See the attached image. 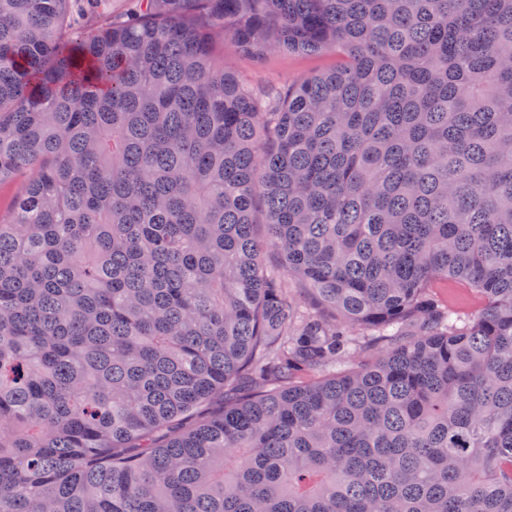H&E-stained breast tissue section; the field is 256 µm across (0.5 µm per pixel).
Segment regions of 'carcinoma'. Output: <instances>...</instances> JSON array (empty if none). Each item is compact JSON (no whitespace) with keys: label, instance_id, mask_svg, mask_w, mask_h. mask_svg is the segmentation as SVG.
<instances>
[{"label":"carcinoma","instance_id":"cac0c4a2","mask_svg":"<svg viewBox=\"0 0 512 512\" xmlns=\"http://www.w3.org/2000/svg\"><path fill=\"white\" fill-rule=\"evenodd\" d=\"M133 2L0 0V512H512V0ZM335 65L336 56L331 53L305 56L272 51L256 61L238 54L224 43V67L234 71L243 82L255 89L288 86Z\"/></svg>","mask_w":512,"mask_h":512}]
</instances>
